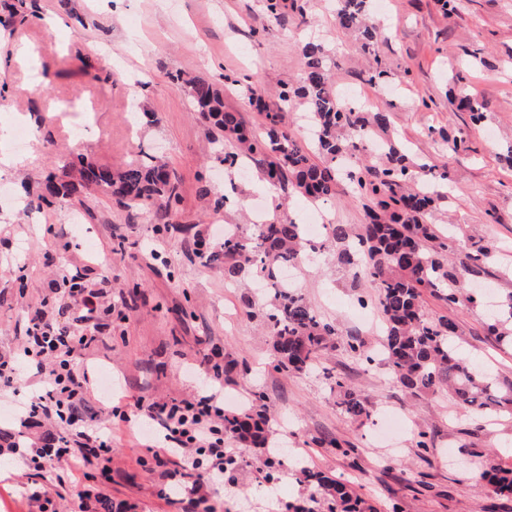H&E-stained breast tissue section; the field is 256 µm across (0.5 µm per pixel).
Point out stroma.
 Returning a JSON list of instances; mask_svg holds the SVG:
<instances>
[{"mask_svg": "<svg viewBox=\"0 0 512 512\" xmlns=\"http://www.w3.org/2000/svg\"><path fill=\"white\" fill-rule=\"evenodd\" d=\"M372 10L377 59L360 50L356 34L336 23V0H297L284 20L266 15L265 0H37L38 17L0 36V55L19 52V62L0 72V96L11 117H44L26 146L12 150L0 138V156L22 163L0 170V355L16 352L35 313L71 322L70 300L56 285L81 274L87 288L109 287L112 308L101 318L98 340L78 350L79 368L109 373L106 393H88L83 416L112 429V478L85 482L88 498L58 485L65 462L38 470L18 457L0 456V512H103L102 503L131 504L133 512H175L160 494L166 483L149 452L154 434L139 423L149 404L192 399L208 361L232 358L237 367L225 395L248 406L262 394L272 413L269 446L287 443L273 482L259 467L268 448L234 446L240 457L233 481L199 484L188 470L187 488L220 504V512H265L268 490L281 500L309 497L292 459L302 458L325 475L350 482L377 512H512V498L481 488L472 473L512 464V417L483 419L450 404L441 393L410 394L395 387L382 360L367 365L352 356L350 338L369 350L383 343L374 285L336 263L328 246L301 261L297 291L339 334L324 359L367 399L370 417L352 420L338 406L336 390L322 372L276 370L272 340L262 319L264 301L249 279L226 281L222 269L199 258L196 226L209 243L222 241L228 224L249 225V203L265 198L266 220L304 222L321 209L330 224L358 226L365 208L347 186L335 198L314 203L278 191L269 196L260 164L245 175H228L213 153L212 126L196 112L172 75L203 78L241 113L247 127L263 135V109L279 105L282 88L296 85L302 43H321L333 62L337 89H350L375 112L387 113L388 137L402 141L414 161L424 159L446 174V196L428 220L451 233L456 264L468 261L476 242L493 246V257L474 267L468 285H489L498 296L512 292V0H457L444 14L436 0H384ZM479 57H471V50ZM90 58L96 77L78 71ZM389 74L373 85L372 64ZM410 78H403V71ZM461 73L460 83L451 74ZM261 86L262 98L251 95ZM472 90L487 110L475 122L457 110L460 90ZM447 139H440V132ZM457 140L451 150L448 140ZM164 157L179 185L180 201L166 215L130 216L106 196L88 192L49 208L26 206L44 176L71 155L123 170L142 152ZM232 195L237 207L212 211L209 197ZM427 315L452 318L461 352L494 377L512 382V347L487 335L485 308L461 303L448 308L423 296ZM42 378L19 363L13 387L0 391V438L28 446L54 434L52 424L23 429L18 408L31 400ZM120 407L131 421L119 425ZM427 433L428 449L417 448ZM349 441V461L329 445Z\"/></svg>", "mask_w": 512, "mask_h": 512, "instance_id": "35a3bbf8", "label": "stroma"}]
</instances>
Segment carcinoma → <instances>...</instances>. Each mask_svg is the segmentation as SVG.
<instances>
[{
    "instance_id": "carcinoma-1",
    "label": "carcinoma",
    "mask_w": 512,
    "mask_h": 512,
    "mask_svg": "<svg viewBox=\"0 0 512 512\" xmlns=\"http://www.w3.org/2000/svg\"><path fill=\"white\" fill-rule=\"evenodd\" d=\"M370 0H337L339 27L361 34V49L375 53L376 35L367 22ZM181 83L197 111L218 131L214 149L223 153L224 140L234 151L224 153L228 166L246 158L261 162L266 180L312 200L336 196L341 181L367 199L365 223L352 230L345 224L328 225L327 238L339 244L336 262L343 268H360L376 284V306L383 318V361L398 388L411 394L446 392L457 404L485 417L512 415V383L480 371L456 345L455 322L430 318L421 308L429 293L452 307L459 301V284L471 271L467 265L448 263V246L439 241L427 213L441 197L446 175L436 189L413 188L414 170L435 169L424 161H409L404 149L390 140L380 144L368 159L354 157V141L361 132L374 137L390 124L384 112L362 106L347 109L340 102L332 80V64L323 47L313 41L301 48L300 81L278 94L283 106L263 113L265 136L256 137L241 113L224 107V97L213 83L201 79ZM303 100L309 135L291 136L286 107ZM461 107L475 121L483 118L486 104L468 96ZM98 192L119 206L135 212H167L180 201L178 186L166 163L154 155L114 172L95 166L80 156L49 172L28 205L42 208L71 201L85 192ZM325 247L309 240L303 225L293 220L254 224L250 232L224 233V242L199 252L204 263L224 266V279L236 281L249 275L264 284L272 300L263 312L264 325L273 339L275 368L303 372L317 366L334 348L336 327L318 317L299 293L281 286L282 269L296 266L308 251ZM487 331L501 341L512 342V294L502 298L487 322ZM325 379L341 396L343 415L357 420L370 415V406L344 377L326 369ZM269 418L265 407H251L224 415V435L255 447H267ZM299 481L312 484L316 493L288 503L286 512H374V507L347 483L304 466ZM481 479L504 498L512 497V467H496Z\"/></svg>"
}]
</instances>
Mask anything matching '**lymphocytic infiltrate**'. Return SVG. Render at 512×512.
Masks as SVG:
<instances>
[{
  "instance_id": "lymphocytic-infiltrate-1",
  "label": "lymphocytic infiltrate",
  "mask_w": 512,
  "mask_h": 512,
  "mask_svg": "<svg viewBox=\"0 0 512 512\" xmlns=\"http://www.w3.org/2000/svg\"><path fill=\"white\" fill-rule=\"evenodd\" d=\"M70 293L76 313L74 325L39 318L25 331L20 357L34 361L38 368H49L51 376L27 406L23 425L30 429L51 421L71 427L70 436L33 448L32 454L65 461L69 474L84 476L93 461L112 460L111 431L79 424L77 409L92 385V377L72 366L75 352L95 342L101 332L104 293L82 288L76 282ZM209 380L207 389L192 400L155 402L147 410L148 424L160 438L152 457L164 468L171 486L180 483L177 465L186 452L207 458L205 478L210 484L223 482L224 464L235 456L234 450L224 445V377L220 366H213Z\"/></svg>"
}]
</instances>
